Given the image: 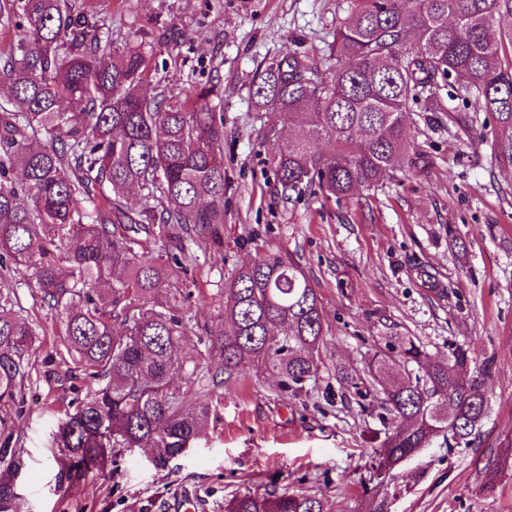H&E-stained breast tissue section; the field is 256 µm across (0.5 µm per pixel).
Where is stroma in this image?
<instances>
[{
	"label": "stroma",
	"instance_id": "obj_1",
	"mask_svg": "<svg viewBox=\"0 0 512 512\" xmlns=\"http://www.w3.org/2000/svg\"><path fill=\"white\" fill-rule=\"evenodd\" d=\"M355 0H99L114 46L142 45L152 80L219 82L224 112V222L178 271L173 311L188 320L181 355L193 360L218 322L232 271L257 250L290 255L321 302V368L295 397L267 371L224 389L196 445L162 465L115 449L105 471L62 474L51 436L87 385L71 382L29 270L7 282L20 315L45 331L32 377L0 408V442L21 462V512H224L248 491L325 497L331 512H512V171L491 144L462 143L447 120L415 112L410 170L342 199L283 192L267 161L277 150L249 88L257 69L290 53L325 65ZM170 41L157 42L162 31ZM416 336L430 356L449 343L494 362L489 412L468 448L436 438L373 487L379 422L341 402L336 369L364 367L380 319ZM499 473L481 489L487 467Z\"/></svg>",
	"mask_w": 512,
	"mask_h": 512
}]
</instances>
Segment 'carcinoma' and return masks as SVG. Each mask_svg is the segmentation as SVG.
<instances>
[{"label": "carcinoma", "instance_id": "cac0c4a2", "mask_svg": "<svg viewBox=\"0 0 512 512\" xmlns=\"http://www.w3.org/2000/svg\"><path fill=\"white\" fill-rule=\"evenodd\" d=\"M512 0H356L336 27L331 62L293 53L266 64L249 90L256 111L298 129L269 158L285 191L340 200L401 169L414 152L413 106L434 111L441 83L455 78L472 112H450L470 145L488 139L477 113L496 122L492 147L512 169ZM0 23L24 31L0 55V258L32 271L43 303L78 368L97 388L53 436L68 479L105 469L114 448H147L163 464L193 447L213 406L210 393L261 367L292 395L316 377L324 317L294 260L257 254L224 288L221 320L205 330L202 360L217 352L220 374L202 384L180 357L187 323L173 314L178 256L136 250V235L175 224L202 235L224 223V113L216 83L157 84L138 45H112L104 25L75 16L69 0H3ZM328 141L332 149H321ZM136 189L142 201L128 206ZM384 347L363 375L339 381L384 438L380 480L442 436L469 446L486 418L493 362L457 345L432 359L413 336L383 325ZM40 328L0 292V403L30 377ZM473 368L465 380L462 372ZM185 388L173 386L175 378ZM20 461L0 448V512H19ZM224 512H327L323 498L270 490L230 498Z\"/></svg>", "mask_w": 512, "mask_h": 512}]
</instances>
